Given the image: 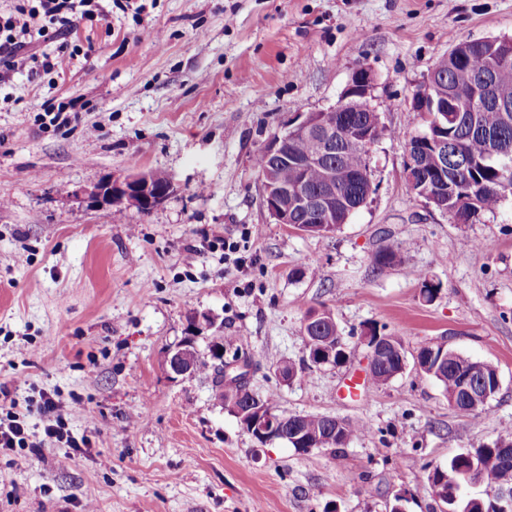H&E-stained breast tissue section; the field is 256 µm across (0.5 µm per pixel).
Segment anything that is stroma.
<instances>
[{
    "instance_id": "35a3bbf8",
    "label": "stroma",
    "mask_w": 512,
    "mask_h": 512,
    "mask_svg": "<svg viewBox=\"0 0 512 512\" xmlns=\"http://www.w3.org/2000/svg\"><path fill=\"white\" fill-rule=\"evenodd\" d=\"M53 72L0 83V418L23 412L32 447L0 452V512H435L429 472L512 429V195L460 224L411 189V104L460 41L512 37V0H102ZM368 67L382 132L373 191L335 233L278 224L255 158L301 114L335 106ZM76 100L65 126L46 101ZM96 127L88 136L87 127ZM175 184L143 213L92 208L83 192L133 172ZM207 182L200 192L199 182ZM221 228L223 240L212 236ZM402 247L374 270L377 251ZM439 283L433 300L423 280ZM327 308L347 346L337 366L300 362L309 309ZM214 328L191 331L193 312ZM495 366L488 411L449 406L407 365L366 384L370 331ZM239 337L238 361L285 414L368 422L337 450L262 445L206 375L171 377L169 350ZM56 395L83 450L45 438L36 405Z\"/></svg>"
}]
</instances>
